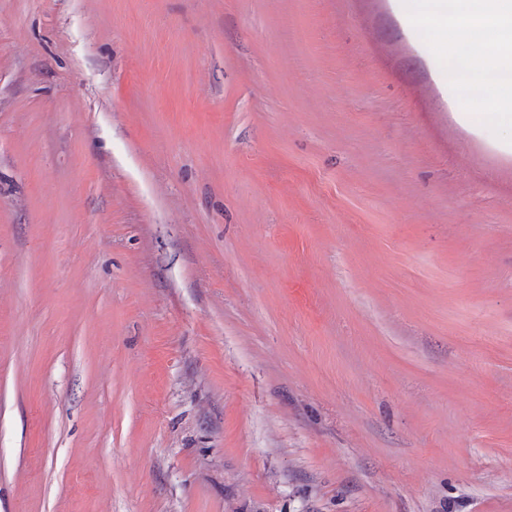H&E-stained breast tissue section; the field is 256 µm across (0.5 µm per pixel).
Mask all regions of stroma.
I'll list each match as a JSON object with an SVG mask.
<instances>
[{"label": "stroma", "mask_w": 512, "mask_h": 512, "mask_svg": "<svg viewBox=\"0 0 512 512\" xmlns=\"http://www.w3.org/2000/svg\"><path fill=\"white\" fill-rule=\"evenodd\" d=\"M394 0H0V512H512V153Z\"/></svg>", "instance_id": "obj_1"}]
</instances>
